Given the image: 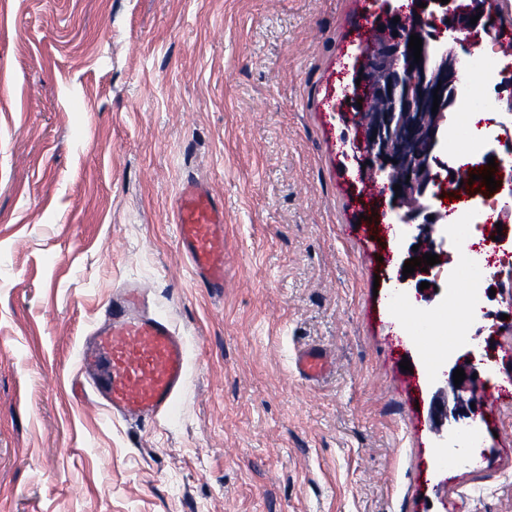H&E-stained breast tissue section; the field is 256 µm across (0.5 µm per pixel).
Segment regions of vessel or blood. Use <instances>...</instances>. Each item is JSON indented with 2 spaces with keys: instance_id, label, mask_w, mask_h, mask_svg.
<instances>
[{
  "instance_id": "b4317fda",
  "label": "vessel or blood",
  "mask_w": 512,
  "mask_h": 512,
  "mask_svg": "<svg viewBox=\"0 0 512 512\" xmlns=\"http://www.w3.org/2000/svg\"><path fill=\"white\" fill-rule=\"evenodd\" d=\"M178 245L197 281L214 296L224 294V206L205 185L185 181L176 198ZM149 290L127 282L112 296L107 325L92 330L80 353L82 368L93 374V403L125 419L170 414L189 381L187 342L172 320L148 312ZM300 373L321 376L322 354L305 351Z\"/></svg>"
}]
</instances>
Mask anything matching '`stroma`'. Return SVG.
Returning <instances> with one entry per match:
<instances>
[{"label":"stroma","instance_id":"35a3bbf8","mask_svg":"<svg viewBox=\"0 0 512 512\" xmlns=\"http://www.w3.org/2000/svg\"><path fill=\"white\" fill-rule=\"evenodd\" d=\"M378 0H0V512H512V265L467 345L477 393L419 368L371 239L346 111ZM224 205V295L179 252L186 179ZM139 281L186 337L173 415L80 402L79 351ZM316 348L331 368L300 375ZM420 388L404 391L401 360ZM476 398L442 466L434 398Z\"/></svg>","mask_w":512,"mask_h":512}]
</instances>
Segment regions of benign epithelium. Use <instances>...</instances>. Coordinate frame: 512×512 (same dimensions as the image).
Returning <instances> with one entry per match:
<instances>
[{"label": "benign epithelium", "instance_id": "7a95c632", "mask_svg": "<svg viewBox=\"0 0 512 512\" xmlns=\"http://www.w3.org/2000/svg\"><path fill=\"white\" fill-rule=\"evenodd\" d=\"M421 2L425 7H417ZM409 13L429 22L432 30L407 25L402 10L392 8L391 0H385V7L373 19L380 37L360 52L354 78L361 82L353 86L350 100L364 104L370 98H379L384 102L381 111L358 113L364 127V160L373 175L383 178L385 190L390 192L391 207L412 239L411 245L427 246L424 251L407 250L403 262L420 258L426 252L439 256L440 263L427 266L425 272L417 266L414 274L406 278L398 275L402 287L414 288L417 296L430 302L436 296L437 276L433 271L450 261L448 214L433 209L439 171L447 167L443 155L448 143V90L460 80L458 50L473 47L458 34L488 28L490 15L480 0H472L466 9L458 8L456 0L446 4L440 0H410ZM477 14V23L470 24V17ZM396 16L400 21L395 23ZM413 34L422 39V59L418 63L408 49ZM435 94L439 97V108L431 115ZM396 184L401 185L397 192L393 189ZM423 282L430 283V287L420 289ZM474 361L472 355L466 361H455L448 370V384H454L453 371L461 367L466 378L459 387L476 392L477 380L472 378L476 373ZM433 410L440 421L447 417L455 422L474 421L478 416V408L460 398L450 411L436 400Z\"/></svg>", "mask_w": 512, "mask_h": 512}]
</instances>
